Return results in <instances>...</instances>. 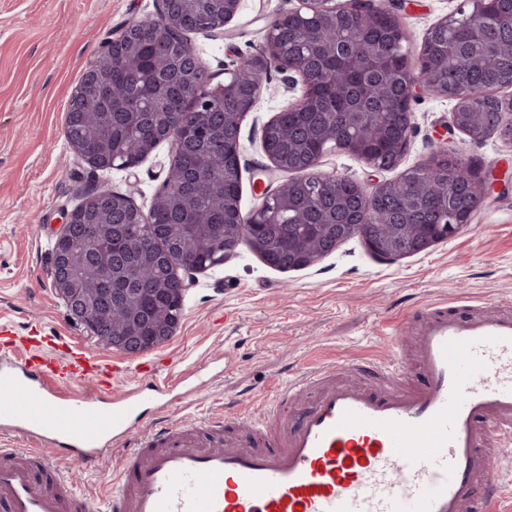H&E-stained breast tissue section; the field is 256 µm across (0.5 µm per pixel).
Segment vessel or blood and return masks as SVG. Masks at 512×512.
<instances>
[{"instance_id":"b4317fda","label":"vessel or blood","mask_w":512,"mask_h":512,"mask_svg":"<svg viewBox=\"0 0 512 512\" xmlns=\"http://www.w3.org/2000/svg\"><path fill=\"white\" fill-rule=\"evenodd\" d=\"M410 374L400 351L371 364L380 394L337 381L332 368L300 374L252 420V443L201 439L162 424L132 437L150 395L169 382L141 367L109 365L47 336L0 329V431L29 447L0 446V512H96L60 472L97 467L125 446L105 512H501L489 448L512 442V298L436 304L420 314ZM92 383L93 396L74 385ZM315 391L312 404L291 401Z\"/></svg>"}]
</instances>
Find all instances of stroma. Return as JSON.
Here are the masks:
<instances>
[{"label": "stroma", "mask_w": 512, "mask_h": 512, "mask_svg": "<svg viewBox=\"0 0 512 512\" xmlns=\"http://www.w3.org/2000/svg\"><path fill=\"white\" fill-rule=\"evenodd\" d=\"M460 0H394L393 9L419 46ZM293 0H241L237 16L220 34H191L195 52L213 76L240 56L254 55L269 25ZM160 0H0V321L61 336L108 361L130 357L102 348L74 323L51 278L54 231L64 210L105 185L130 196L149 213L166 179L172 150L160 143L131 169L91 168L67 143L63 128L70 96L104 42L134 17L153 18ZM286 72L271 69L240 131L243 213L257 210L278 176L267 163L260 136L264 123L295 101ZM451 101L420 96L412 104L415 135L398 169L374 173L342 152L328 155L323 171L361 181L393 179L423 163L440 143L452 142L461 160L480 158L502 176L512 175V142L490 136L479 143L449 133ZM512 297V194L490 195L472 223L425 252L382 262L351 238L315 266L279 271L248 247L224 264L195 273L184 296L183 317L165 344L141 354L170 378L167 395L143 410L141 422L166 419L203 426L216 409L233 418L269 408L277 387L315 365L380 390L368 364L387 357L392 335L424 305L457 296ZM118 459L98 468L71 462L67 477L104 501L114 488Z\"/></svg>", "instance_id": "obj_1"}]
</instances>
